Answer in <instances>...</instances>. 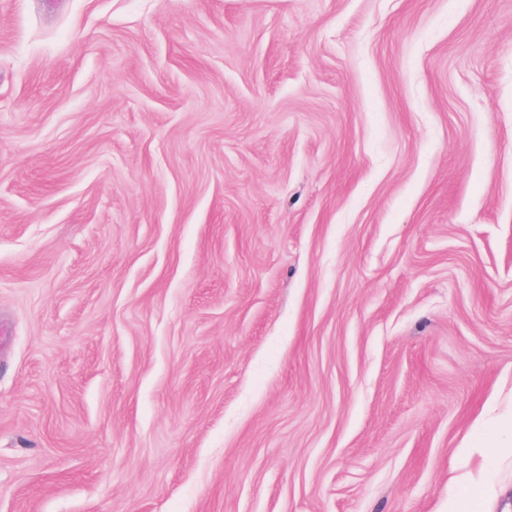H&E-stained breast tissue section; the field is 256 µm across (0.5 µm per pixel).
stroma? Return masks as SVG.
<instances>
[{"label": "stroma", "mask_w": 512, "mask_h": 512, "mask_svg": "<svg viewBox=\"0 0 512 512\" xmlns=\"http://www.w3.org/2000/svg\"><path fill=\"white\" fill-rule=\"evenodd\" d=\"M512 399V0H0V512H448Z\"/></svg>", "instance_id": "35a3bbf8"}]
</instances>
